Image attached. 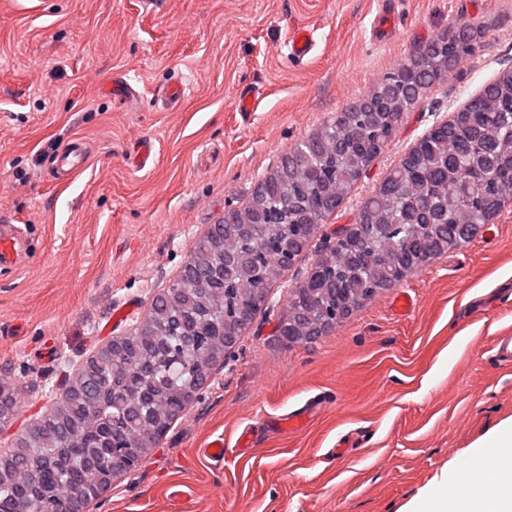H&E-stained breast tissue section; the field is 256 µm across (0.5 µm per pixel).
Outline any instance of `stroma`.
<instances>
[{
  "label": "stroma",
  "instance_id": "35a3bbf8",
  "mask_svg": "<svg viewBox=\"0 0 512 512\" xmlns=\"http://www.w3.org/2000/svg\"><path fill=\"white\" fill-rule=\"evenodd\" d=\"M380 2L0 0V220L27 225L37 245L0 272V381L28 399L0 426V445L32 429L75 364L143 320L195 243L289 148L431 37L460 24L484 33L403 114L157 447L85 512H417L448 487L467 491L462 461L512 428V362L494 346L512 330V203L326 335L289 343L277 332L290 289L387 172L512 67V0H395V30L377 39ZM299 26L317 30L300 64L287 47ZM117 73L135 99H113ZM176 79L187 93L170 107L157 91ZM245 85L259 89L247 119L235 110ZM74 137L90 162L60 185L52 146ZM145 138L157 160L137 168ZM403 291L414 302L404 315ZM125 304L133 314L111 322ZM305 405L315 414L302 432L274 427ZM247 427L260 444L243 452ZM216 438L220 465L201 453ZM341 443L353 451L340 463Z\"/></svg>",
  "mask_w": 512,
  "mask_h": 512
}]
</instances>
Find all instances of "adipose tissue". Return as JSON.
<instances>
[{
	"label": "adipose tissue",
	"mask_w": 512,
	"mask_h": 512,
	"mask_svg": "<svg viewBox=\"0 0 512 512\" xmlns=\"http://www.w3.org/2000/svg\"><path fill=\"white\" fill-rule=\"evenodd\" d=\"M481 460L496 472L492 488L480 491L471 503L443 495L439 502L423 505L422 512H512V435L488 442Z\"/></svg>",
	"instance_id": "obj_1"
}]
</instances>
